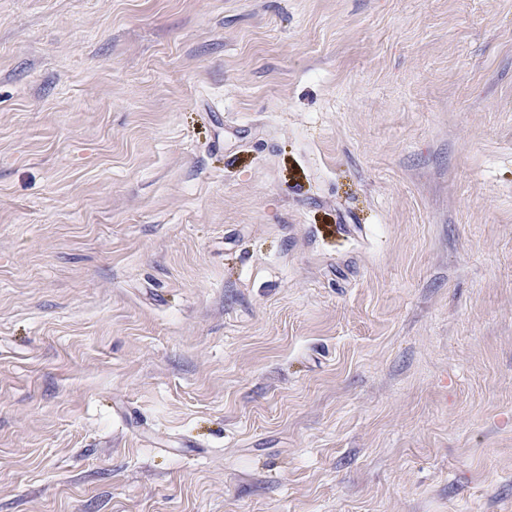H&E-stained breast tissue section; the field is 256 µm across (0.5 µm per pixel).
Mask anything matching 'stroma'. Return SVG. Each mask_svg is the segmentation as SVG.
<instances>
[{
	"mask_svg": "<svg viewBox=\"0 0 512 512\" xmlns=\"http://www.w3.org/2000/svg\"><path fill=\"white\" fill-rule=\"evenodd\" d=\"M0 512H512V0H0Z\"/></svg>",
	"mask_w": 512,
	"mask_h": 512,
	"instance_id": "stroma-1",
	"label": "stroma"
}]
</instances>
